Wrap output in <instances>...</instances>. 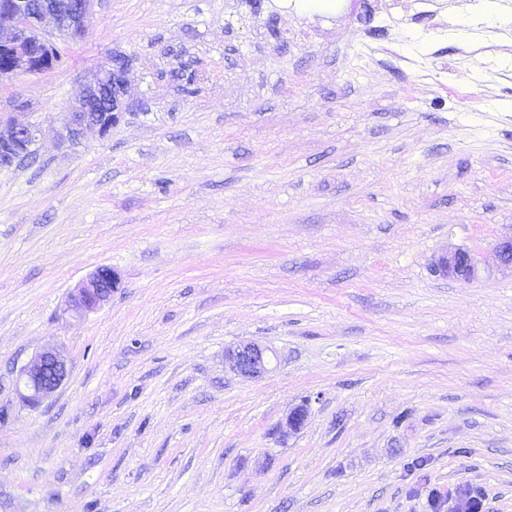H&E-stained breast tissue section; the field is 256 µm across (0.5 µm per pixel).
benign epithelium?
I'll return each instance as SVG.
<instances>
[{"instance_id": "1", "label": "benign epithelium", "mask_w": 512, "mask_h": 512, "mask_svg": "<svg viewBox=\"0 0 512 512\" xmlns=\"http://www.w3.org/2000/svg\"><path fill=\"white\" fill-rule=\"evenodd\" d=\"M94 0H3L0 3V55L9 57L0 67V80L20 74H44L53 66L43 50L57 51L53 34L42 30L49 20L56 33L77 42L84 36ZM129 59L112 57V63L96 69L84 93L66 109L59 139L74 142L88 134L104 138L129 108L127 73ZM39 125L22 121L12 113H0V160L19 165L32 157L38 141ZM498 268L512 273V233L500 238L495 248ZM435 272L470 282L478 267L471 254L460 248L444 251L436 260ZM120 286V277L110 267L97 268L68 295L63 313L82 318L99 310ZM273 351L256 342H241L224 349L230 371L246 379H259L271 371ZM69 375L65 357L56 349L37 353L18 372L15 393L18 402L35 409L52 397ZM309 416L306 404L292 408L278 427L283 437L298 433Z\"/></svg>"}]
</instances>
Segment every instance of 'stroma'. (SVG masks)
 <instances>
[{
	"mask_svg": "<svg viewBox=\"0 0 512 512\" xmlns=\"http://www.w3.org/2000/svg\"><path fill=\"white\" fill-rule=\"evenodd\" d=\"M402 2L97 0L61 67L0 82L41 125L0 168V512H512V18L443 38ZM115 54L129 110L60 143ZM449 247L477 279L433 273ZM103 266L108 304L63 315ZM250 341L256 380L224 364ZM47 347L70 375L32 410ZM273 351L256 342H241L224 350V361L230 371L246 379H259L268 374ZM65 357L56 349L37 353L18 372L15 393L23 407L38 408L52 397L69 375ZM309 416V407L307 404L298 405L292 408L285 418V421L278 427L282 437H289L298 433L305 425Z\"/></svg>",
	"mask_w": 512,
	"mask_h": 512,
	"instance_id": "35a3bbf8",
	"label": "stroma"
}]
</instances>
